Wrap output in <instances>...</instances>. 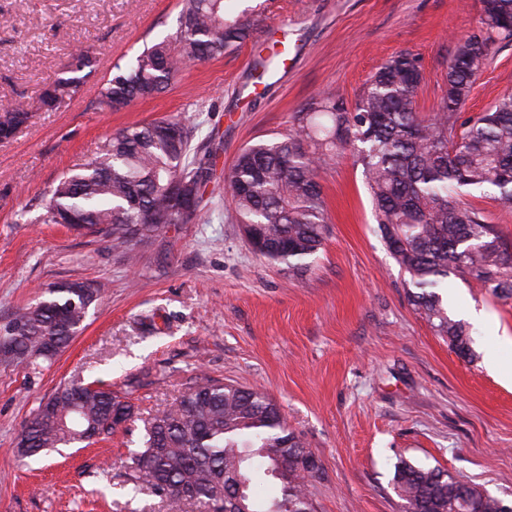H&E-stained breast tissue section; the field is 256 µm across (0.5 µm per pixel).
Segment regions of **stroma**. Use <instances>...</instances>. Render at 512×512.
<instances>
[{
  "label": "stroma",
  "instance_id": "35a3bbf8",
  "mask_svg": "<svg viewBox=\"0 0 512 512\" xmlns=\"http://www.w3.org/2000/svg\"><path fill=\"white\" fill-rule=\"evenodd\" d=\"M259 6L252 38L190 65L161 93L118 112L94 106L100 84L144 41L176 30V0H0V103L34 107L0 142V326L57 281L101 290L81 333L50 367L0 363V512H198L135 483L126 468L144 424L209 376L266 392L319 458L317 512H404L395 465L438 467L512 502V299L449 277L450 318L471 354L437 336L411 303L361 166L344 150L319 177L329 216L302 273L256 255L224 190L241 150L287 137L291 116L327 92L354 102L387 60L421 67L422 112L436 109L457 41L479 0H225ZM286 43L275 77L254 83L259 47ZM94 64L81 94L53 112L43 90L78 47ZM512 92V41L495 45L463 107L472 115ZM195 141L218 143L216 181L197 220L141 245L127 261L102 238L39 220L55 179L90 160L112 133L173 116ZM126 397L133 416L111 438L20 459L16 437L40 401L75 378Z\"/></svg>",
  "mask_w": 512,
  "mask_h": 512
}]
</instances>
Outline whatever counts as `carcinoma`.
<instances>
[{
    "instance_id": "obj_1",
    "label": "carcinoma",
    "mask_w": 512,
    "mask_h": 512,
    "mask_svg": "<svg viewBox=\"0 0 512 512\" xmlns=\"http://www.w3.org/2000/svg\"><path fill=\"white\" fill-rule=\"evenodd\" d=\"M175 35L146 42L126 68H116L97 104L120 110L162 91L191 63L217 60L253 34L257 14L229 17L224 0H177ZM512 40V0H482L476 27L461 38L446 73V91L434 112L421 113L423 76L417 61L401 54L371 77L352 107L334 93L291 116L285 139L263 140L238 155L225 180L234 217L259 238L260 257L299 273L323 247L328 217L319 170L346 147L362 166L378 229L418 292L412 304L437 335L467 357V326L448 317L438 288L448 276L471 280L495 297H512V251L481 210L463 201L490 191L497 206L512 209V93L487 111L466 116L461 107L495 44ZM274 51L257 53L251 77L275 68ZM90 63L76 50L44 89L39 107L56 110L77 95ZM31 107H0V138L26 124ZM194 127L176 117L127 126L109 137L89 162L61 174L44 207L42 223L58 224L74 213L88 234L107 238L112 249L134 259L137 247L167 236L183 216L173 186L203 202L215 178L212 151L192 145ZM100 289L86 281H59L33 305L16 311L3 335L11 349L0 362L38 366L51 361L84 328ZM131 407L112 392L79 379L42 400L17 436L23 458L77 442L85 433L112 435ZM313 452L290 429L266 393L204 378L176 409L145 425L143 448L129 459L137 481L172 502L193 500L207 512H315L307 479L320 471ZM278 493L263 497L268 478ZM395 488L405 512H499V498L437 468L402 461Z\"/></svg>"
}]
</instances>
